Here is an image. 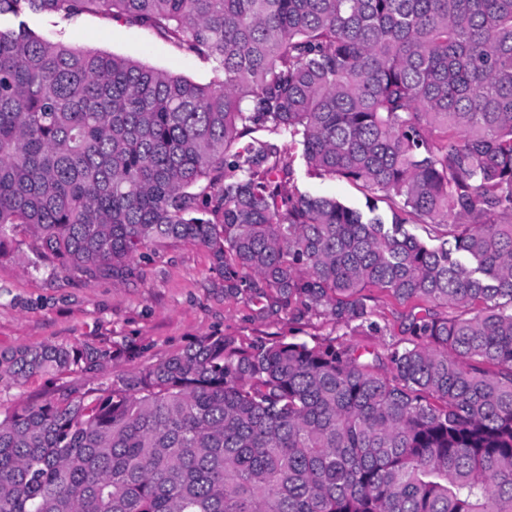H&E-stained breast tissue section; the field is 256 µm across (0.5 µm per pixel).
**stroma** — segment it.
<instances>
[{"label":"stroma","instance_id":"stroma-1","mask_svg":"<svg viewBox=\"0 0 512 512\" xmlns=\"http://www.w3.org/2000/svg\"><path fill=\"white\" fill-rule=\"evenodd\" d=\"M26 23L45 37L74 47L101 50L165 70L199 84L220 75L202 60L180 52L150 29L120 19L87 14L67 21L57 16L0 15V29ZM32 239L18 230L10 257L0 259V349L46 344H119L126 352L106 366L105 375L144 367L208 335L265 338L288 331V321L265 316L263 300L245 304L225 297L224 278L203 246L176 242L152 252L143 280L83 281L34 266ZM93 372L29 378L0 391V411L38 404L73 386L92 387Z\"/></svg>","mask_w":512,"mask_h":512}]
</instances>
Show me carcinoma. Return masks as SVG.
<instances>
[{"label":"carcinoma","mask_w":512,"mask_h":512,"mask_svg":"<svg viewBox=\"0 0 512 512\" xmlns=\"http://www.w3.org/2000/svg\"><path fill=\"white\" fill-rule=\"evenodd\" d=\"M24 11L224 80L0 30V257L23 227L54 271L131 281L191 241L230 297L352 334L390 306L400 338L203 336L17 407L0 512H512V0H0ZM113 358L0 350V388ZM22 21L39 34L73 47L115 54L203 85L222 80V74L214 72L209 64L180 52L150 29L132 26L120 19L87 14L67 21L58 16L29 12L18 16L6 13L0 16V29L17 30ZM300 185L318 195L336 197L348 205L366 209L365 197L355 186L346 181L309 178L304 165L300 166Z\"/></svg>","instance_id":"1"}]
</instances>
